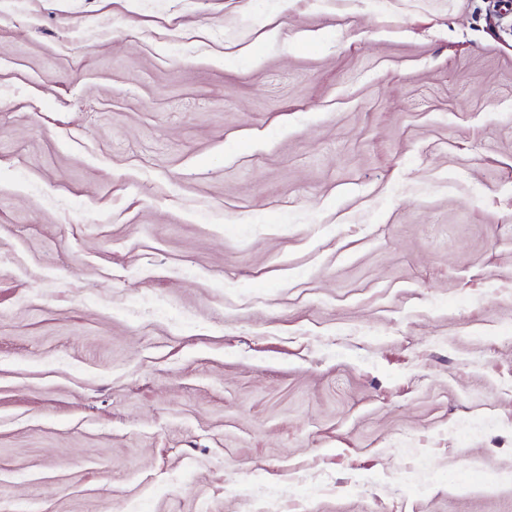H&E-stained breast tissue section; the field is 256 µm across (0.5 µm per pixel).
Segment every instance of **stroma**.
Returning <instances> with one entry per match:
<instances>
[{"label": "stroma", "instance_id": "1", "mask_svg": "<svg viewBox=\"0 0 512 512\" xmlns=\"http://www.w3.org/2000/svg\"><path fill=\"white\" fill-rule=\"evenodd\" d=\"M0 512H512V0H0Z\"/></svg>", "mask_w": 512, "mask_h": 512}]
</instances>
